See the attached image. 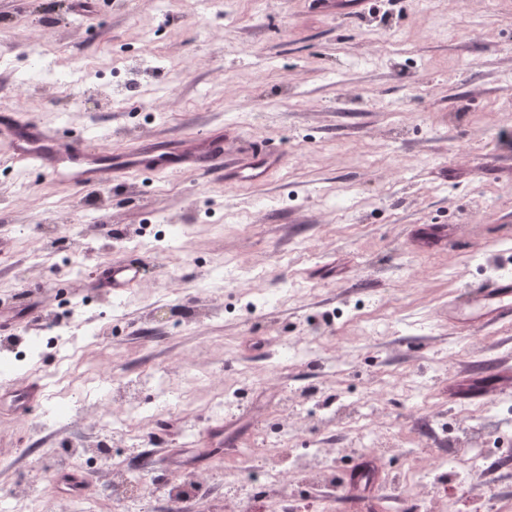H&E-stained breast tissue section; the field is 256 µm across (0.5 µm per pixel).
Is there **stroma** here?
I'll use <instances>...</instances> for the list:
<instances>
[{
	"label": "stroma",
	"mask_w": 512,
	"mask_h": 512,
	"mask_svg": "<svg viewBox=\"0 0 512 512\" xmlns=\"http://www.w3.org/2000/svg\"><path fill=\"white\" fill-rule=\"evenodd\" d=\"M0 0V115L49 127H94L114 150L149 139L188 145L211 134L228 148L281 150L259 186L188 168L134 171L76 188L20 176L0 136V301L38 303L40 320L0 332V382L44 379L50 404L0 407V488L36 484L26 506L56 512L69 449L91 448L110 421L96 396L164 379L136 431L154 460L148 512H169L158 479L187 470L217 427L255 448L286 393L354 396L368 378L427 379L395 438L416 467L447 456L429 417L473 399L512 434V325L448 328V301L512 267V0ZM46 61L69 81H25ZM63 226L67 253L37 251L32 225ZM305 240L309 252H291ZM144 261L125 298L93 291L97 267ZM66 288L71 314L56 308ZM390 318L368 335L365 311ZM59 322L43 356L19 361L28 337ZM319 335L321 361L276 359L283 332ZM356 363L354 376L339 355ZM261 374L243 408L209 403L236 368ZM203 493L182 512H224L222 457L202 467ZM458 512H512V454L493 456Z\"/></svg>",
	"instance_id": "obj_1"
}]
</instances>
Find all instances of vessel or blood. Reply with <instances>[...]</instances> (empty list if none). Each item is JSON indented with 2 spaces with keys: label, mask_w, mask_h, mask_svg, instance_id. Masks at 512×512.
<instances>
[{
  "label": "vessel or blood",
  "mask_w": 512,
  "mask_h": 512,
  "mask_svg": "<svg viewBox=\"0 0 512 512\" xmlns=\"http://www.w3.org/2000/svg\"><path fill=\"white\" fill-rule=\"evenodd\" d=\"M12 142L11 160L19 170L51 173L76 187L99 186L131 171L173 174L193 167L223 175L227 184L266 182L277 163L275 151L263 143L248 152L232 156L218 136H208L193 148L170 150L153 144L139 146L132 152L115 154L108 150L100 135L89 130L72 135L37 123L19 124L9 117L0 118ZM144 264L121 260L98 267L92 280L94 288L110 297L122 298L132 293L143 279ZM468 312L457 306L448 308V327L459 334L472 326L512 323V275L503 274L474 289L468 295ZM43 391L41 380L0 386V401L13 402L16 408H31Z\"/></svg>",
  "instance_id": "b4317fda"
}]
</instances>
